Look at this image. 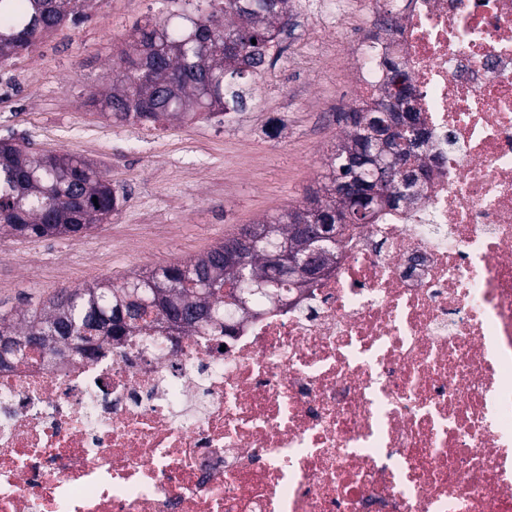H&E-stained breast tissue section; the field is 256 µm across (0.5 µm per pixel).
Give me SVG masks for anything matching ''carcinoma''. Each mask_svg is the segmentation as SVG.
<instances>
[{"mask_svg":"<svg viewBox=\"0 0 512 512\" xmlns=\"http://www.w3.org/2000/svg\"><path fill=\"white\" fill-rule=\"evenodd\" d=\"M191 9L148 18L132 27V50L122 51L114 67L118 77L87 105L121 125L150 127L172 118L193 121L217 118L246 109L247 79L279 57L277 40L288 23L291 0H184ZM91 0H0V66L29 52L39 39L88 18ZM256 43H251V40ZM389 81L380 98L341 116L344 134L324 158L326 175L303 202L283 213L239 229L200 256L183 263L132 273L114 284L95 282L59 289L38 311L0 312V367L6 355L24 349L27 337H46L42 349L73 340L83 354L94 350V338L112 339L138 329L152 315L168 327L197 331L227 329L224 308H240L253 300L247 281H265L260 295L281 298V289L303 287L311 280L272 260L274 250L306 253L319 241L299 232L302 224H336V210L349 201L339 193L349 179L369 180L367 165L353 158L371 148L369 118L387 112L394 98L409 89L400 63L384 60ZM425 138L418 112L412 129L389 142L390 156L411 179L403 185L392 178L383 201L370 204L363 223L374 218L378 205L393 207L420 179L425 165L417 149ZM119 198L108 177L91 162L68 154L40 155L11 138L0 149V231L18 238L77 236L106 224L118 209ZM248 238L242 246L243 270L226 262V247Z\"/></svg>","mask_w":512,"mask_h":512,"instance_id":"carcinoma-1","label":"carcinoma"}]
</instances>
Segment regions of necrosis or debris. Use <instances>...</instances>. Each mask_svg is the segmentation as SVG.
Returning <instances> with one entry per match:
<instances>
[{
  "label": "necrosis or debris",
  "mask_w": 512,
  "mask_h": 512,
  "mask_svg": "<svg viewBox=\"0 0 512 512\" xmlns=\"http://www.w3.org/2000/svg\"><path fill=\"white\" fill-rule=\"evenodd\" d=\"M430 169L232 334L0 368V512H512V0H370Z\"/></svg>",
  "instance_id": "4bbe7bcc"
}]
</instances>
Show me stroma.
Masks as SVG:
<instances>
[{
  "label": "stroma",
  "instance_id": "1",
  "mask_svg": "<svg viewBox=\"0 0 512 512\" xmlns=\"http://www.w3.org/2000/svg\"><path fill=\"white\" fill-rule=\"evenodd\" d=\"M315 0H294L283 52L250 84L245 111L166 126L117 125L87 107L112 80L132 26L165 0H94L83 24L0 68V138L93 162L117 192L110 223L48 239L0 235V311L42 306L62 287L199 256L244 225L300 204L324 175L352 76L323 59Z\"/></svg>",
  "mask_w": 512,
  "mask_h": 512
}]
</instances>
